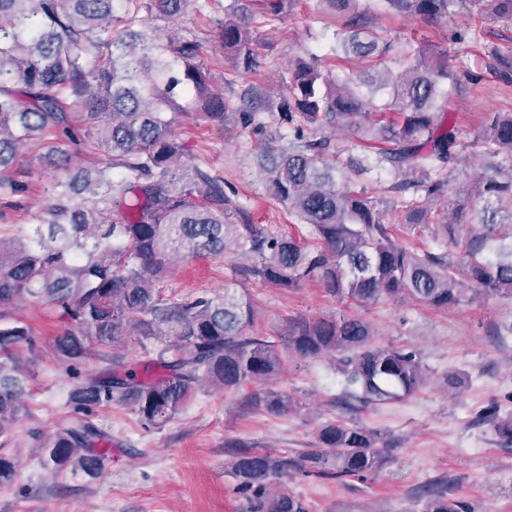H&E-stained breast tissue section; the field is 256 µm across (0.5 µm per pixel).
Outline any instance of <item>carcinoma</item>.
Masks as SVG:
<instances>
[{
  "label": "carcinoma",
  "instance_id": "cac0c4a2",
  "mask_svg": "<svg viewBox=\"0 0 512 512\" xmlns=\"http://www.w3.org/2000/svg\"><path fill=\"white\" fill-rule=\"evenodd\" d=\"M192 0H0V171L21 149L54 131L71 148L45 154L69 169L71 154L96 139L109 156L103 166L54 180L47 207L33 215L34 237L0 238V305L44 298L65 322L54 348L79 384L73 412L60 420L41 448L55 471L76 466L95 476L111 437L89 419L102 406L133 403L140 418L161 428L173 420L202 380L223 390L263 382L254 403L275 415L301 409L288 393L269 386L284 369L282 350L300 357L337 356L340 372L357 391L350 396L379 405L425 384L426 369L414 348L377 346L373 326L342 314L294 322L278 340L246 335L255 309L233 285L222 296L164 299L159 284L176 259L246 255L241 276L262 284L299 288L316 282L339 300H410L433 309L459 304L468 288L512 296V112H497L471 141L485 173L468 185L452 212L437 211L466 148L448 112V100L467 66L452 72L425 61L427 49L406 45L397 72L384 65L388 42L350 11L355 0H319L326 12L348 16L336 30V52L369 63L368 71L341 79L316 63L299 62L262 111L295 127V142L267 169L288 214L309 230V240L273 234L251 222L224 193V180L180 163L165 109L180 91L224 125V94L211 89L195 36L156 43L155 28L141 16L173 17ZM384 13L429 19L466 7L483 16L512 20V0H376ZM282 0L255 15L228 0L219 39L237 66L250 70L256 55L249 28L279 19ZM74 111L69 112L67 108ZM357 126L372 143L360 172H386L396 197L372 194L336 160L326 129ZM468 228L461 256L452 260L405 244L394 224ZM93 239L91 248L85 241ZM135 338L163 345L161 372L143 377L80 371L88 343ZM33 348L30 330L0 323V435L26 414V382L13 349ZM316 447L294 456L244 449L231 471L253 493L254 512H309L305 502L267 485L294 471L329 476L376 473L388 462L376 435L359 424L327 422ZM16 465L0 456V486L10 485ZM423 512H468L445 493Z\"/></svg>",
  "mask_w": 512,
  "mask_h": 512
}]
</instances>
